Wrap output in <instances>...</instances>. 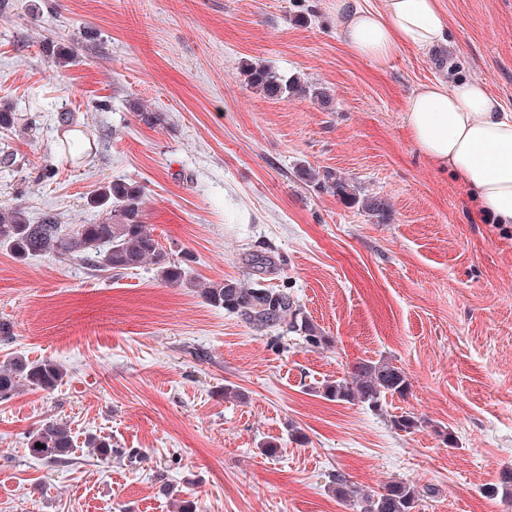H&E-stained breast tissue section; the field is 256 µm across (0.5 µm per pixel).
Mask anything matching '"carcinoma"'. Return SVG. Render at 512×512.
<instances>
[{
    "mask_svg": "<svg viewBox=\"0 0 512 512\" xmlns=\"http://www.w3.org/2000/svg\"><path fill=\"white\" fill-rule=\"evenodd\" d=\"M246 76L251 87L269 98L282 99L303 91L296 80L263 66L247 65ZM299 178L341 197H351L348 181L334 172L320 174L302 168ZM143 198L140 184L114 182L92 197L91 205L102 217L92 224H77L69 229L50 213L33 224L21 209L1 207L0 247L19 260L44 254L81 258L92 270L116 276L149 263L161 281L180 285L187 274L183 261L164 250L144 224ZM201 295L210 305L241 318L263 335L275 332L281 337L293 333L310 347L331 344L330 337L305 315L297 298L286 288L266 287L259 281L251 287L225 281L207 286ZM64 377L66 369L60 363L14 357L0 367V400L11 397L20 386L52 392ZM409 389V379L400 368L383 360H365L354 367L349 377L325 384L323 395L331 401L358 402L378 410L387 397L403 398ZM390 425L410 433L421 427L422 420L412 412H402L390 417ZM38 443L42 447H36ZM28 448L34 457L62 463L71 452L72 437L66 425L50 421L32 433ZM329 488L359 512H415L422 497L418 486L404 480H391L379 491L366 493L340 472L331 475ZM485 493L512 497V468L502 471L499 483L486 488Z\"/></svg>",
    "mask_w": 512,
    "mask_h": 512,
    "instance_id": "cac0c4a2",
    "label": "carcinoma"
}]
</instances>
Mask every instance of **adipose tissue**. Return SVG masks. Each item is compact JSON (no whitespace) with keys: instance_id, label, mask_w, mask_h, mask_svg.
Returning <instances> with one entry per match:
<instances>
[{"instance_id":"ef3b65f1","label":"adipose tissue","mask_w":512,"mask_h":512,"mask_svg":"<svg viewBox=\"0 0 512 512\" xmlns=\"http://www.w3.org/2000/svg\"><path fill=\"white\" fill-rule=\"evenodd\" d=\"M344 44L356 56L386 66L405 47L431 51L446 41L448 21L439 0H332ZM418 150L452 173L480 213L512 229V113L484 83L423 84L404 105Z\"/></svg>"}]
</instances>
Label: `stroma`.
I'll use <instances>...</instances> for the list:
<instances>
[{"instance_id": "obj_1", "label": "stroma", "mask_w": 512, "mask_h": 512, "mask_svg": "<svg viewBox=\"0 0 512 512\" xmlns=\"http://www.w3.org/2000/svg\"><path fill=\"white\" fill-rule=\"evenodd\" d=\"M327 4L0 0V109L18 117L0 128L15 159L0 167V206L86 224L99 187L138 182L144 223L190 278L169 285L149 265L109 277L0 248V365L67 370L53 392L0 400V512H176L178 499L197 512H356L330 490L335 471L370 491L429 488L418 512H512L483 493L512 468V234L471 212L404 114L419 85L458 79L512 112V0H439L447 46L404 48L384 69L346 48ZM48 41L73 61L53 63ZM249 63L327 88L331 108L264 97ZM141 107L163 122L141 121ZM73 135L81 150L64 151ZM303 166L350 179L386 213L300 180ZM256 254L274 265L254 268ZM228 280L291 288L332 346L260 335L207 304L200 285ZM379 359L405 372L406 397L372 411L322 396ZM404 411L423 426L392 428ZM51 419L74 438L68 462L28 450ZM92 436L118 455H97Z\"/></svg>"}]
</instances>
